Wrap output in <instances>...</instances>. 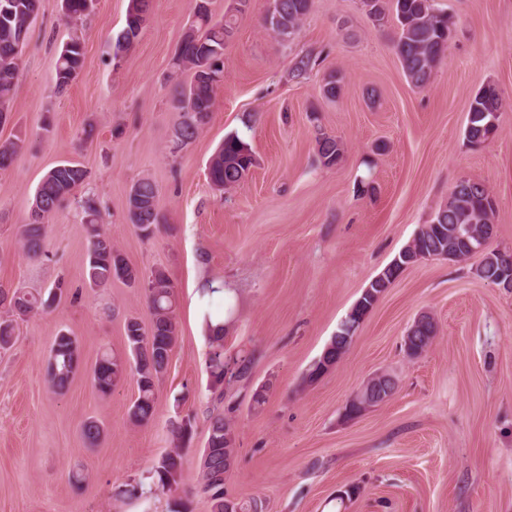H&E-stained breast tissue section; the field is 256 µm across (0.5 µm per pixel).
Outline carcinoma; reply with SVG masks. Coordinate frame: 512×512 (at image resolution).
<instances>
[{"label":"carcinoma","instance_id":"obj_1","mask_svg":"<svg viewBox=\"0 0 512 512\" xmlns=\"http://www.w3.org/2000/svg\"><path fill=\"white\" fill-rule=\"evenodd\" d=\"M190 27L184 33L174 58V67L191 73L187 84H175L174 107L180 112L175 129L176 139L183 145L192 143L207 123L214 105L216 83L210 76L213 61L224 57V30L232 28L233 16L217 19L208 7V0H194ZM279 8L272 16H263L264 28L280 42H291L299 33L302 20L309 14L313 0H278ZM369 18L381 23L391 18L395 32L393 49L407 80L415 87L426 86L436 67L445 59L455 21L448 13L435 8L433 0H361ZM66 17L79 20L89 14L86 0H65ZM40 8V0H0V123L9 117L13 92L19 76L20 59L27 46L29 31ZM149 11L148 0H130L126 25L115 40V48L128 52L134 45ZM84 60L82 38L71 37L58 53L56 89L64 92L76 79ZM317 59L312 54L301 56L294 65L292 77L307 78ZM343 90V77L331 74L322 86L328 100L338 98ZM501 110V97L493 84L482 87L472 98L469 107L467 141L480 145L497 133L498 127L490 119ZM23 147V140L0 143V170L9 168ZM250 150L238 134L231 133L215 151L208 166V179L218 191L232 188L247 177L255 159L246 154ZM344 147L336 137L327 133L317 139V155L324 167L338 164ZM89 172L82 165L66 162L51 168L38 185L28 222L21 225L20 237L26 254L39 258L46 254L45 238L48 218L66 198L88 184ZM452 195L457 205L443 206L430 222L419 227L413 239L369 283L350 312L339 325L322 355L307 370L305 381L312 383L336 365L347 353L353 337L379 298L410 265L423 259L459 262L472 257L470 243L481 238L489 240L494 232L495 208L486 187L470 179H460L453 186ZM158 188L149 179H140L132 186L127 202L130 224L139 234L149 239L161 223L157 209ZM78 208L88 227L91 246L88 254L87 279L92 288H102L121 280L129 285L146 286V298L152 314L150 329L146 330L136 319L125 324L129 358L123 359L105 350L92 369L97 390L107 395L131 370L137 376L138 396L129 409V418L136 425L149 423L157 408V388L167 373L171 355L178 342L175 321L173 284L161 270L145 273L131 266L112 245V238L99 228L100 209L92 197L78 200ZM476 276L486 282L512 288V251L492 250L482 255L475 267ZM64 293L59 281L48 295L40 292L0 288V308L8 318L0 321V350L7 351L15 343V325L11 317L36 315L51 308ZM210 350L206 368L214 379L213 388L224 386V325L208 327ZM436 337V324L428 315H421V324L408 330L404 337L405 352L410 357L421 355ZM80 366L77 340L66 333L56 336L50 350L48 380L57 391L67 389ZM231 430L224 414L210 417L208 436L199 460L201 491L211 503V512H263V504L252 501L241 504L225 498L224 457L233 453L234 442L227 440ZM172 433L184 444L192 438L193 424L185 418L173 425ZM183 457L174 448L148 472V479L140 478L118 487L113 496L117 500L141 498L160 491L171 493L180 484Z\"/></svg>","mask_w":512,"mask_h":512}]
</instances>
